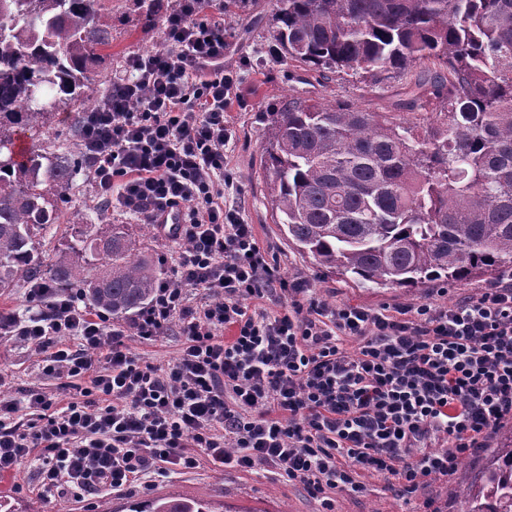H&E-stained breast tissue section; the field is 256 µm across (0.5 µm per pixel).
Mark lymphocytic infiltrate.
<instances>
[{"mask_svg":"<svg viewBox=\"0 0 512 512\" xmlns=\"http://www.w3.org/2000/svg\"><path fill=\"white\" fill-rule=\"evenodd\" d=\"M229 31L212 0H175L159 46L129 56L112 94L84 112L87 177L109 209L143 224L183 208L171 274L126 324L90 313L79 292L38 281L28 318L0 311V335L44 355L68 403L40 387L28 418L0 398V480L37 459L44 490L123 494L145 475L194 470L200 457L265 470L335 512L365 476L410 497L455 475L512 421V281L475 298L401 308L329 305L305 276H285L230 198L232 131L224 105ZM284 299L275 314L249 300ZM178 326L164 365L127 339ZM446 447L429 448L431 438Z\"/></svg>","mask_w":512,"mask_h":512,"instance_id":"1","label":"lymphocytic infiltrate"}]
</instances>
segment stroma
<instances>
[{"label": "stroma", "instance_id": "stroma-1", "mask_svg": "<svg viewBox=\"0 0 512 512\" xmlns=\"http://www.w3.org/2000/svg\"><path fill=\"white\" fill-rule=\"evenodd\" d=\"M273 0H241L232 13H225L224 0H215L214 10L224 13L232 36L224 51V66L241 72L236 96L225 111L232 128L227 147L228 161L237 175L234 198L244 218L254 227L260 244L279 261L285 275H303L314 280L317 291L329 304L350 303L368 308L402 307L425 300L446 304L478 296L484 283L479 277L461 283L433 282L423 288L356 287L320 268L311 256L289 246L275 224L263 179L262 155L266 142V113L275 111L291 93L321 98L328 102H348L368 112H394L408 97L411 82L425 79V69L414 68L408 79H395L378 88L352 74H318L273 53ZM161 21H148L129 14L122 0H112V64L97 75L98 91H106L114 68L133 54H145L159 43ZM86 175H78L65 192V203L55 233L46 234L44 251L65 247L69 241L67 225L74 209L99 206ZM43 355L18 337H0V397L22 398L28 387L36 385L49 395L56 392V381L42 375ZM367 490L354 498L336 497V512H452L448 485L422 489L405 499L396 489L377 477H366ZM38 473L27 464L0 482V502L13 512H130L132 503L175 493L206 500L214 512H318V502L302 486H288L263 472L224 470L201 459L195 472L174 475L153 483L152 487L113 495L94 493L77 499L70 495L49 497L37 491Z\"/></svg>", "mask_w": 512, "mask_h": 512}]
</instances>
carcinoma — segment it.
Instances as JSON below:
<instances>
[{
	"label": "carcinoma",
	"mask_w": 512,
	"mask_h": 512,
	"mask_svg": "<svg viewBox=\"0 0 512 512\" xmlns=\"http://www.w3.org/2000/svg\"><path fill=\"white\" fill-rule=\"evenodd\" d=\"M276 40L309 71L374 85L433 64L421 112H364L291 95L267 113L263 173L275 223L297 251L355 285L421 288L512 269V0H275ZM112 0H0V289L43 271L37 235L81 163L62 144L17 159L22 132L65 108L78 121L112 59ZM77 212L45 274L115 318L159 282L128 224ZM459 512H512V429L501 427ZM132 512H213L153 497Z\"/></svg>",
	"instance_id": "carcinoma-1"
}]
</instances>
